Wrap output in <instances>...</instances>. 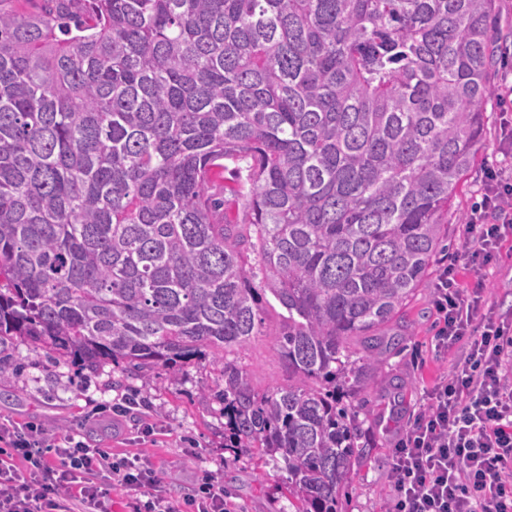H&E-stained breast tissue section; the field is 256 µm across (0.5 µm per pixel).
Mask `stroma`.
Masks as SVG:
<instances>
[{"label":"stroma","instance_id":"stroma-1","mask_svg":"<svg viewBox=\"0 0 512 512\" xmlns=\"http://www.w3.org/2000/svg\"><path fill=\"white\" fill-rule=\"evenodd\" d=\"M487 80L493 89L484 103L489 120L478 160L454 205L464 215L481 199L487 168L512 175V153L501 146L500 127L505 109L500 94L504 83H512V51L497 58ZM466 240V224L449 222L450 248L438 255L405 310L403 346L387 358L367 394L370 449L367 458L353 466L340 493V512L388 508L394 448L421 412L425 391L447 376L457 355L456 350L436 346L438 322L432 298L444 267H454L464 282L472 281L464 256ZM483 275L495 311L512 312V239L502 244ZM264 317L263 335L252 338L239 352L251 385L260 392L288 381L276 346L280 317L272 308ZM14 361L13 377L0 387V421L39 426L51 440L72 438L104 449L114 462L141 456L176 500L197 492L213 476L224 484L230 512H288L285 472L274 468L257 449L237 447L225 429L224 406L215 396L219 369L210 359L192 360L173 372L162 367L146 372L112 363L91 372L75 359L57 362L46 350L19 342ZM126 396L143 401V408L137 415L114 419L113 404Z\"/></svg>","mask_w":512,"mask_h":512}]
</instances>
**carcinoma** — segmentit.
Instances as JSON below:
<instances>
[{"mask_svg": "<svg viewBox=\"0 0 512 512\" xmlns=\"http://www.w3.org/2000/svg\"><path fill=\"white\" fill-rule=\"evenodd\" d=\"M44 2L0 11V384L19 341L91 371L209 357L234 440L294 512H338L480 149L496 0ZM270 296L288 383L259 392L227 355Z\"/></svg>", "mask_w": 512, "mask_h": 512, "instance_id": "carcinoma-1", "label": "carcinoma"}]
</instances>
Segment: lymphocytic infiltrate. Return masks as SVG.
Segmentation results:
<instances>
[{"label": "lymphocytic infiltrate", "instance_id": "lymphocytic-infiltrate-1", "mask_svg": "<svg viewBox=\"0 0 512 512\" xmlns=\"http://www.w3.org/2000/svg\"><path fill=\"white\" fill-rule=\"evenodd\" d=\"M467 225L479 276L512 236V179L487 171ZM484 293L479 279L465 288L453 270L439 274L436 345L462 353L395 450L388 512H512V317L487 308ZM107 470L141 493L135 512H177L141 458L112 466L102 450L71 439L43 449L36 429L0 423V512H111L99 481Z\"/></svg>", "mask_w": 512, "mask_h": 512}]
</instances>
